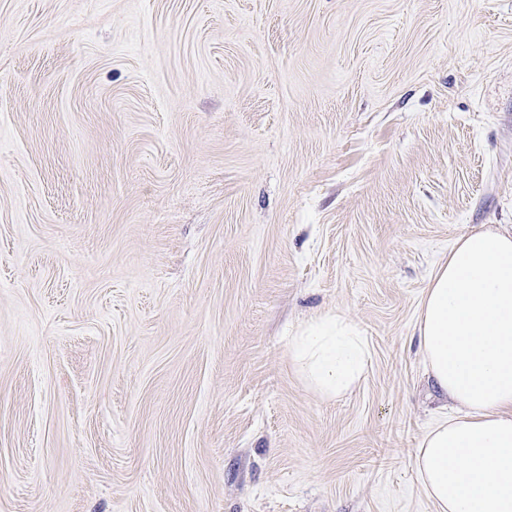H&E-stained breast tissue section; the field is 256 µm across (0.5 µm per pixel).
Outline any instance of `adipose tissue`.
Masks as SVG:
<instances>
[{
  "instance_id": "adipose-tissue-1",
  "label": "adipose tissue",
  "mask_w": 512,
  "mask_h": 512,
  "mask_svg": "<svg viewBox=\"0 0 512 512\" xmlns=\"http://www.w3.org/2000/svg\"><path fill=\"white\" fill-rule=\"evenodd\" d=\"M417 331L425 368L457 407L418 443L417 476L437 512H512V231L473 229L433 274ZM291 356L316 394L364 377L367 345L338 316L310 322Z\"/></svg>"
}]
</instances>
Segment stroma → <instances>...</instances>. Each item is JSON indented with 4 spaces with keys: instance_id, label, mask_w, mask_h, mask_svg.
Wrapping results in <instances>:
<instances>
[{
    "instance_id": "obj_1",
    "label": "stroma",
    "mask_w": 512,
    "mask_h": 512,
    "mask_svg": "<svg viewBox=\"0 0 512 512\" xmlns=\"http://www.w3.org/2000/svg\"><path fill=\"white\" fill-rule=\"evenodd\" d=\"M482 224L512 0H0V512H437L417 318ZM291 356L308 386L330 398L343 394L364 377L367 345L353 326L339 316L310 322L292 339Z\"/></svg>"
}]
</instances>
